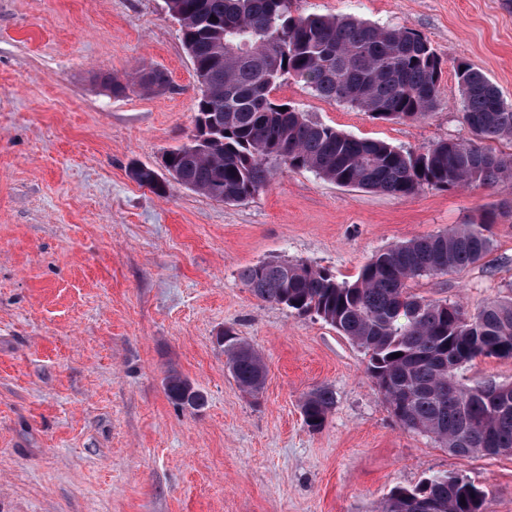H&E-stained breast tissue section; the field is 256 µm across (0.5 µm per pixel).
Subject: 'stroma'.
Wrapping results in <instances>:
<instances>
[{"mask_svg": "<svg viewBox=\"0 0 512 512\" xmlns=\"http://www.w3.org/2000/svg\"><path fill=\"white\" fill-rule=\"evenodd\" d=\"M424 36L443 59L439 103L384 121L289 78L273 97L311 122L421 152L470 140L454 67L512 104V0H292ZM163 69L168 89L113 95L105 74ZM198 83L163 0H0V512H376L396 487L459 474L487 512H512V454L462 458L403 429L364 352L320 318L260 301L240 271L304 263L354 282L375 253L495 211L494 249L414 293L474 313L512 297V181L411 198L277 171L228 205L170 182L194 131ZM159 171L166 194L130 176ZM232 329L266 363L259 398L225 368ZM176 369L205 398L166 397ZM336 405L310 430L302 397Z\"/></svg>", "mask_w": 512, "mask_h": 512, "instance_id": "stroma-1", "label": "stroma"}]
</instances>
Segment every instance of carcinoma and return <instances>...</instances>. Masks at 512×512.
Masks as SVG:
<instances>
[{
    "instance_id": "carcinoma-1",
    "label": "carcinoma",
    "mask_w": 512,
    "mask_h": 512,
    "mask_svg": "<svg viewBox=\"0 0 512 512\" xmlns=\"http://www.w3.org/2000/svg\"><path fill=\"white\" fill-rule=\"evenodd\" d=\"M164 3L180 24L201 85L190 144L162 159L177 184L231 204L256 195L282 167L400 198L425 186H493L512 179V154L484 146L512 140V104L464 62L457 63L456 76L462 118L475 141H440L422 152L312 123L270 97L291 76L318 96L375 119H421L437 106L443 75L441 57L421 34L354 15H295L291 0ZM104 80L115 95L135 86L162 93L169 86L159 68H143L125 81L111 75ZM130 175L166 193L153 168L138 166ZM493 224L491 213L480 224L396 244L372 256L352 283L285 261L248 266L239 278L256 298L313 314L360 347L367 373L403 428L425 433L461 457L503 455L512 451V392L504 400L497 382L466 386L457 374L478 358L512 359V299L493 300L470 314L456 302L427 300L408 288L412 279L461 272L483 261L493 249ZM224 336L228 371L243 392L258 395L266 374L262 358L233 331ZM164 390L177 407L204 405L202 394L176 370L166 375ZM335 404L326 386L305 394L306 426L322 429ZM485 503L473 483L446 474L393 489L378 512H486Z\"/></svg>"
}]
</instances>
